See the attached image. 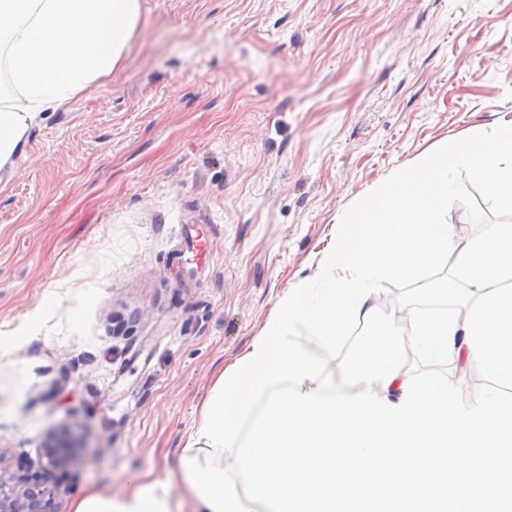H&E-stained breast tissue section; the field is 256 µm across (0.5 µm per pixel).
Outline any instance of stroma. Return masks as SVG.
Here are the masks:
<instances>
[{
  "label": "stroma",
  "instance_id": "35a3bbf8",
  "mask_svg": "<svg viewBox=\"0 0 512 512\" xmlns=\"http://www.w3.org/2000/svg\"><path fill=\"white\" fill-rule=\"evenodd\" d=\"M512 114V0H141L122 66L41 113L0 171V473L51 436L54 512L177 475L199 409L343 211L440 140ZM448 220L512 221L458 174ZM209 252L174 258L178 227ZM48 308H41L43 300ZM422 301L383 282V331Z\"/></svg>",
  "mask_w": 512,
  "mask_h": 512
}]
</instances>
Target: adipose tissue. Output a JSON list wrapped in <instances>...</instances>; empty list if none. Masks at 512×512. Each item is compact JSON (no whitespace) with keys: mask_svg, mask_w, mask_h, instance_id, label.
<instances>
[{"mask_svg":"<svg viewBox=\"0 0 512 512\" xmlns=\"http://www.w3.org/2000/svg\"><path fill=\"white\" fill-rule=\"evenodd\" d=\"M141 0H0V169L15 166L40 113L69 107L120 67ZM512 209V117L451 136L396 169L336 223L313 280L279 301L247 352L218 377L180 473L193 512H239L237 477L266 512H512V224L459 241L448 222L458 173ZM447 266L442 280L427 271ZM436 300L410 314L409 340L437 374L404 371L378 328L380 285ZM360 326L362 334L350 338ZM320 349L353 341L360 389L321 382ZM478 364L488 383L462 401L443 366ZM170 481L127 496L91 489L74 512H174Z\"/></svg>","mask_w":512,"mask_h":512,"instance_id":"ef3b65f1","label":"adipose tissue"}]
</instances>
